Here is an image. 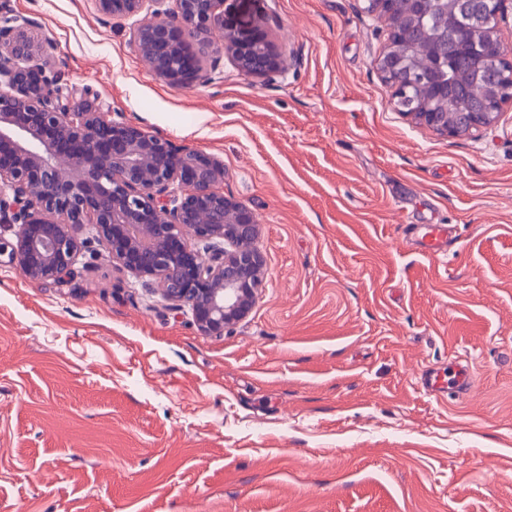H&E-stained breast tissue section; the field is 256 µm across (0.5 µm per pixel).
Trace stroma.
<instances>
[{
    "mask_svg": "<svg viewBox=\"0 0 512 512\" xmlns=\"http://www.w3.org/2000/svg\"><path fill=\"white\" fill-rule=\"evenodd\" d=\"M7 7L111 118L223 162L265 267L214 337L104 250L62 283L1 256L0 512H512V103L463 136L394 112L364 0H227L288 71L188 88L93 0ZM452 360L470 391L425 392ZM423 252L430 256L446 255L457 240L452 237V229L447 224H423L415 228Z\"/></svg>",
    "mask_w": 512,
    "mask_h": 512,
    "instance_id": "1",
    "label": "stroma"
}]
</instances>
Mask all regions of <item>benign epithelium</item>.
I'll return each mask as SVG.
<instances>
[{
  "mask_svg": "<svg viewBox=\"0 0 512 512\" xmlns=\"http://www.w3.org/2000/svg\"><path fill=\"white\" fill-rule=\"evenodd\" d=\"M175 2V9L165 7ZM98 12L136 19L130 43L156 76L176 88L203 77L214 38L235 68L272 79L288 69L262 34L238 27L224 0H95ZM429 0L391 23L375 61L390 86L389 105L433 131L457 136L495 123L501 104L490 91L480 112L448 114V89L402 78L424 29ZM508 0H447L455 23L434 32L440 51L431 67L448 61V37L479 56L505 63L512 55L499 36ZM34 22L0 9V224L16 225L9 256L32 282L74 275L87 238L119 270L157 287L174 306L191 310L205 336L246 316L265 265L254 245L255 214L224 195L222 161L132 122L106 118L99 95L68 84L56 47L32 31Z\"/></svg>",
  "mask_w": 512,
  "mask_h": 512,
  "instance_id": "7a95c632",
  "label": "benign epithelium"
}]
</instances>
